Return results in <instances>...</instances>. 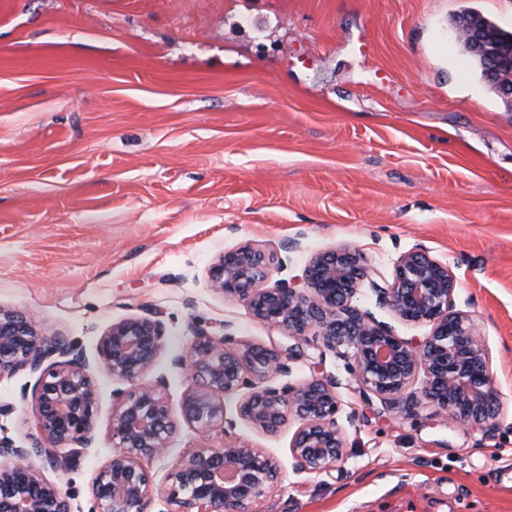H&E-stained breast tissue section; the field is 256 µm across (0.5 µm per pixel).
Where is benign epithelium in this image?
Instances as JSON below:
<instances>
[{
	"mask_svg": "<svg viewBox=\"0 0 512 512\" xmlns=\"http://www.w3.org/2000/svg\"><path fill=\"white\" fill-rule=\"evenodd\" d=\"M472 51L486 56L488 76L508 69V82L499 92L511 104L512 61L500 60L478 39ZM273 263L274 258L249 247L229 250L209 267L208 284L222 297L242 302L254 318L291 343L240 341L228 348L230 336L194 329L187 351L171 359L191 382L176 410L166 398L165 375L143 381L165 345L158 315L112 323L100 337L93 364L67 339L0 307V375L24 369L39 374L34 424L41 436L29 446L0 436V512H74L70 494L45 478L43 468L62 474L72 470L92 443L98 365L130 388L112 410L116 450L92 482L96 512H150L154 487L143 462L162 457L184 424L202 438L233 427L224 396L242 389L246 393L237 404V417L262 432L277 434L291 415L300 420L290 442L295 472L320 473L343 462L347 443L337 418L336 378L313 375L281 388L270 385L290 374L289 362L299 356V343L310 334L323 348L349 360L363 392L376 395L388 408L398 405L419 379L415 403L430 404L462 425H493L499 395L490 358L470 318L453 309L456 279L447 264L413 248L397 258L392 282L382 287L375 281L377 269L348 244L313 255L301 275L288 282L270 281ZM365 282L378 306L402 322L431 326L430 333L406 340L354 304ZM53 357V366L42 369ZM171 478L169 512H254L258 499L281 480V467L262 449L235 440L191 450Z\"/></svg>",
	"mask_w": 512,
	"mask_h": 512,
	"instance_id": "7a95c632",
	"label": "benign epithelium"
}]
</instances>
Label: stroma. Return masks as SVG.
<instances>
[{
  "mask_svg": "<svg viewBox=\"0 0 512 512\" xmlns=\"http://www.w3.org/2000/svg\"><path fill=\"white\" fill-rule=\"evenodd\" d=\"M468 12L512 30V0H0V307L92 359L112 322L160 312L153 372L175 407L189 383L170 358L191 326L281 340L210 290L221 253L277 254L288 280L349 243L383 285L425 248L490 353L492 429L365 401L311 340L274 384L336 377L346 460L294 472V417L274 436L240 420L208 443L244 439L281 463L255 512H512V108L456 36ZM96 379L91 448L69 473L44 470L76 512L94 508L128 389ZM35 381L0 375V434L25 446ZM197 445L182 426L147 463L151 512H167L170 474Z\"/></svg>",
  "mask_w": 512,
  "mask_h": 512,
  "instance_id": "obj_1",
  "label": "stroma"
}]
</instances>
